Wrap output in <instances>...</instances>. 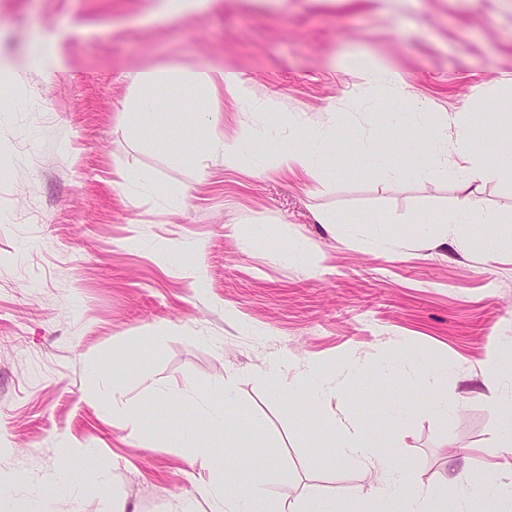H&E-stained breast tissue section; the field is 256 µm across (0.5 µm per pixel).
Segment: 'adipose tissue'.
I'll list each match as a JSON object with an SVG mask.
<instances>
[{"mask_svg": "<svg viewBox=\"0 0 512 512\" xmlns=\"http://www.w3.org/2000/svg\"><path fill=\"white\" fill-rule=\"evenodd\" d=\"M125 79L141 92L134 111L144 118L154 115L161 101L172 95L180 106L189 108L197 123H208L212 112L205 104V92L219 85L248 104H260L264 111L274 107L272 101L257 100L249 80L230 70L217 69L208 74L135 70L127 72ZM458 125L457 116L448 115L442 128L418 134L432 159L431 165L420 170V177L431 182L454 174L461 193L454 211L433 219L438 230L428 238L427 244L435 248L454 241L460 225L499 221L496 214L482 211L474 204L477 183L487 178L488 171L478 155L468 152L467 136ZM291 137L294 148L280 152L277 164L282 169H297L307 175L327 162L335 145L333 128L305 122L298 123ZM235 399L233 386L225 385L223 403L212 404L207 410V438L197 437L191 421L168 438L169 447L191 451L201 468L219 477V484H203L198 491L221 497L224 512H366L367 505L374 502L380 503L385 512H512V490L486 487L481 477L451 493L433 494L419 488L415 481L393 468L396 451L383 437L366 431L349 417L333 413L326 416L331 432L321 440L330 460L350 462L367 475L382 473L380 485L359 489L344 498L331 497L317 502L273 495L270 487L274 474L267 460L253 456L230 460L224 453L223 444L230 435L226 406Z\"/></svg>", "mask_w": 512, "mask_h": 512, "instance_id": "ef3b65f1", "label": "adipose tissue"}]
</instances>
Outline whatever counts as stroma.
Listing matches in <instances>:
<instances>
[{"label": "stroma", "mask_w": 512, "mask_h": 512, "mask_svg": "<svg viewBox=\"0 0 512 512\" xmlns=\"http://www.w3.org/2000/svg\"><path fill=\"white\" fill-rule=\"evenodd\" d=\"M45 37L62 61L49 76L25 62ZM356 54L401 74L387 111L362 109L373 90ZM0 55L18 73L0 90V483L17 512H181L188 498L214 512L196 491L211 474L166 439L191 418L206 434L193 399L230 372L228 418L252 427L225 453L266 456L286 476L274 494L344 497L364 481L318 446L330 410L395 445L427 490L480 473L512 486L488 451L500 421L485 395L512 387V244L498 227L465 224L453 247L425 246L422 217L452 210L457 191L414 176L429 159L399 147L394 125L421 103L428 124L447 112L477 144L501 137L512 0H206L177 16L162 0H0ZM139 68L232 69L280 114L219 87L207 101L220 119L203 130L178 122L172 100L135 122L122 76ZM299 117L336 129L334 155L311 177L273 161ZM263 127L269 137L238 166L202 149L171 161L178 139ZM360 129L405 167L401 179L374 161L349 171ZM301 241L310 252L292 255ZM283 353L325 365L321 404L259 378ZM341 363L364 371L338 383ZM438 366L452 370L457 402L444 419L425 412ZM112 370L134 415L89 394ZM144 372L165 405L145 393ZM67 444L93 450L103 490L58 483Z\"/></svg>", "instance_id": "obj_1"}]
</instances>
